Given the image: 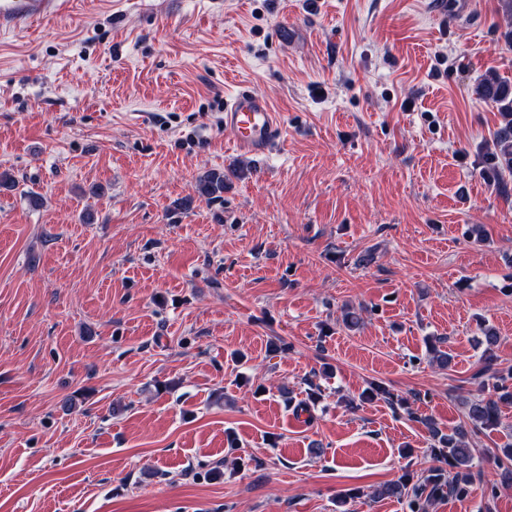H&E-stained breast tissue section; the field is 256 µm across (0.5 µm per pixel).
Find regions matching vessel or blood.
Returning <instances> with one entry per match:
<instances>
[{
  "mask_svg": "<svg viewBox=\"0 0 512 512\" xmlns=\"http://www.w3.org/2000/svg\"><path fill=\"white\" fill-rule=\"evenodd\" d=\"M57 0H0V23L18 20L28 11L55 7ZM224 125L235 133V144L249 154L265 153L280 133V123L268 101L241 88L224 103Z\"/></svg>",
  "mask_w": 512,
  "mask_h": 512,
  "instance_id": "1",
  "label": "vessel or blood"
}]
</instances>
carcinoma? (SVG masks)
Wrapping results in <instances>:
<instances>
[{
	"label": "carcinoma",
	"mask_w": 512,
	"mask_h": 512,
	"mask_svg": "<svg viewBox=\"0 0 512 512\" xmlns=\"http://www.w3.org/2000/svg\"><path fill=\"white\" fill-rule=\"evenodd\" d=\"M474 93L479 99L494 104L498 112L499 123L491 134L492 148L485 155L484 172L493 178L499 193L507 196L512 193V78L490 69L477 82ZM233 174L235 170L232 168L207 172L197 181V195L208 201L221 198L227 179ZM475 380L482 390L492 387V395L466 403L470 428L459 426L445 433L434 424L428 425L434 441L431 452L438 466L423 479L415 481L403 476L385 485L378 495L406 499L410 512H428L429 507L443 497L469 494L466 475L476 463L465 438L470 432L476 434L497 425L501 417L500 402L512 400V374L504 375L486 362L476 373ZM378 396L394 408L399 405V399L381 383L371 384L364 394L366 399Z\"/></svg>",
	"instance_id": "cac0c4a2"
}]
</instances>
